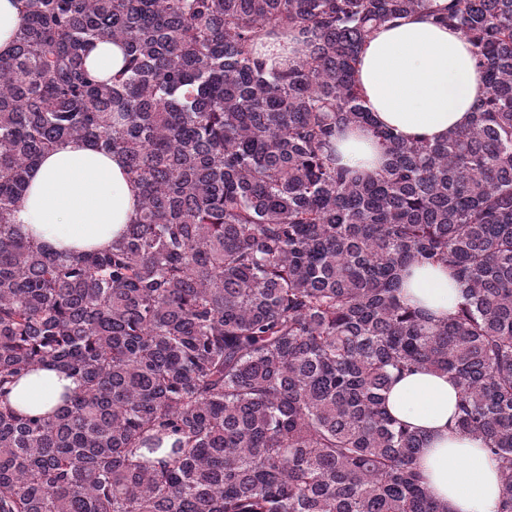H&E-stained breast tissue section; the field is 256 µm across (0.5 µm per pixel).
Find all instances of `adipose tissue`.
Returning <instances> with one entry per match:
<instances>
[{"label":"adipose tissue","mask_w":512,"mask_h":512,"mask_svg":"<svg viewBox=\"0 0 512 512\" xmlns=\"http://www.w3.org/2000/svg\"><path fill=\"white\" fill-rule=\"evenodd\" d=\"M448 0H425L418 11L380 26L360 53L357 78L365 107L377 125L408 139H443L469 124L486 91L469 41L455 28L435 23L434 11ZM341 164L374 174L386 156L370 131L350 129L336 140ZM140 197L125 174L121 155L71 140L41 159L29 174L16 221L22 231L55 251L104 250L132 222ZM404 300L436 320L461 301L448 272L413 265ZM74 379L48 368L23 377L9 397L18 411L50 412ZM459 390L446 375L421 369L395 381L386 394L389 412L425 433L428 445L417 463L429 494L448 512H503V487L496 463L480 439L454 427Z\"/></svg>","instance_id":"adipose-tissue-1"}]
</instances>
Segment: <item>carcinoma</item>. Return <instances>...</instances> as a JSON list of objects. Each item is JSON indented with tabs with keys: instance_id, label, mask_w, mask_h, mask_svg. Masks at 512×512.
Masks as SVG:
<instances>
[{
	"instance_id": "obj_1",
	"label": "carcinoma",
	"mask_w": 512,
	"mask_h": 512,
	"mask_svg": "<svg viewBox=\"0 0 512 512\" xmlns=\"http://www.w3.org/2000/svg\"><path fill=\"white\" fill-rule=\"evenodd\" d=\"M0 57V512H446L393 379L449 374L456 428L512 512V0H449L487 90L469 125L408 140L356 80L372 29L423 0H20ZM306 51L267 67L259 46ZM124 65L100 80L89 49ZM368 127V179L336 137ZM68 140L125 159L138 216L106 250L56 253L14 219ZM414 263L464 300L433 322ZM76 379L47 415L21 377ZM123 50L110 41L97 42L90 48L86 65L97 74L107 77L111 72L114 75L123 65Z\"/></svg>"
}]
</instances>
